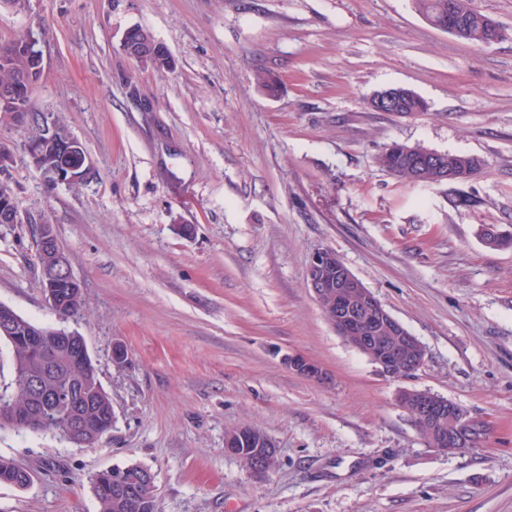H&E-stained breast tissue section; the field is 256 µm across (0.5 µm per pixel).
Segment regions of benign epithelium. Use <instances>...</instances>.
<instances>
[{"instance_id": "7a95c632", "label": "benign epithelium", "mask_w": 512, "mask_h": 512, "mask_svg": "<svg viewBox=\"0 0 512 512\" xmlns=\"http://www.w3.org/2000/svg\"><path fill=\"white\" fill-rule=\"evenodd\" d=\"M53 182L70 185L80 179H88L93 173L89 158H84L78 167L66 165L51 167ZM39 250L68 264V255L57 239L50 224H39L35 228ZM306 287L310 288L315 300L324 307L328 322L351 345L369 355L377 370L385 377L400 380L404 374L418 371L425 360L421 342L405 326L393 317L362 281L331 251L320 249L315 252L307 268ZM338 292H332V289ZM18 312L9 305L0 306V334L7 336L16 332ZM289 367L307 378H320L322 369L303 356L288 357ZM42 390L33 392L29 407L22 413L3 404L0 416L15 427L36 431L42 428L44 417L41 403ZM55 402L64 419L65 427L75 426L84 418L83 409L76 406L68 392L62 390L55 396ZM398 402L405 411L422 420L417 429L424 432L433 447L447 452L460 453L470 445L469 436L461 426L480 423L471 417L456 402L432 393L429 390L403 388L398 393ZM250 432L245 427L226 434L224 450L231 455H240L242 445ZM249 456L256 468L265 466L267 459L277 451L273 441L262 436L250 442ZM99 481L107 480L111 492L129 497L135 489L126 485L121 477L112 476L107 470L98 474Z\"/></svg>"}]
</instances>
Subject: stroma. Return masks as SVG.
I'll return each instance as SVG.
<instances>
[{"mask_svg":"<svg viewBox=\"0 0 512 512\" xmlns=\"http://www.w3.org/2000/svg\"><path fill=\"white\" fill-rule=\"evenodd\" d=\"M504 30L474 46L412 0H26L0 7V42L39 27L35 107L62 116L94 167L47 190L21 144L0 179L25 224H0V303L83 336L112 401L111 432L78 448L0 430V512H100L92 478L137 464L160 512H512V0H472ZM140 26L172 66L135 63ZM281 80L277 97L256 80ZM403 87L428 103L368 108ZM484 160L470 180L426 187L382 171L391 142ZM49 219L83 285L60 322L40 286L33 224ZM191 224L193 236L180 234ZM333 250L426 350L382 376L338 335L305 285ZM127 358L115 364L112 351ZM302 355L326 373L292 371ZM426 389L484 421L481 448L428 447L397 401ZM261 429L277 465L257 476L224 450ZM392 90H396L400 92V100L401 103L398 108L395 107H384L381 108L377 106L376 99L377 97L374 96L368 100V106L372 111L375 112H393L397 115H413L417 114L418 112H425L427 110V104L426 102L420 98L418 95L413 93L410 90L404 89V88H389ZM409 112V113H406Z\"/></svg>","mask_w":512,"mask_h":512,"instance_id":"1","label":"stroma"}]
</instances>
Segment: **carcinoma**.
Segmentation results:
<instances>
[{
  "label": "carcinoma",
  "instance_id": "1",
  "mask_svg": "<svg viewBox=\"0 0 512 512\" xmlns=\"http://www.w3.org/2000/svg\"><path fill=\"white\" fill-rule=\"evenodd\" d=\"M419 13L434 28L448 31V0H413ZM33 29L19 32L13 38L0 43V125L15 121V112H27L32 117L28 124L27 152L33 166H40L38 160L39 143L47 141L42 133L41 113L37 112L32 103L31 90L28 85L37 84L42 77L43 59L34 55V45L30 44L29 33ZM502 37L500 27L493 21L488 25H478L461 29L457 38L474 45L484 46L499 41ZM124 53L146 66L157 70H165L171 66L170 55L160 42L143 28L134 27L130 41L123 45ZM401 103L399 107L377 106L376 98L368 100V106L375 112H393L397 115L416 114L427 110L426 102L410 90L400 88ZM49 151L55 154V160L64 165H75L79 162V151L69 147H60L59 142L49 146ZM430 149L417 144L407 145L398 142L389 144L376 158L377 165L409 184H424L435 186L439 181L431 169L416 170L417 160L425 157ZM442 161L448 169H460L472 177L484 168V162L472 155L453 153L443 154ZM41 281L51 280L56 283L62 294L59 309V319L66 321L79 312L82 299H72L67 290L68 275L64 268L54 264L40 262ZM12 378L3 384L5 392L10 396L18 409L28 404L30 394L28 387L20 383L21 373L35 363L36 355L18 343L12 344ZM60 371L74 380L72 396L75 402L90 403L88 419L81 426L84 434L92 430L98 421H112V401L104 391L98 377V371L93 362L88 365L72 362V352L60 347L52 349ZM31 482L29 473L15 467L10 461L0 458V483L25 487ZM96 498L101 503V512H159L156 488H142L137 495L130 499H117L98 491V484H93Z\"/></svg>",
  "mask_w": 512,
  "mask_h": 512
}]
</instances>
